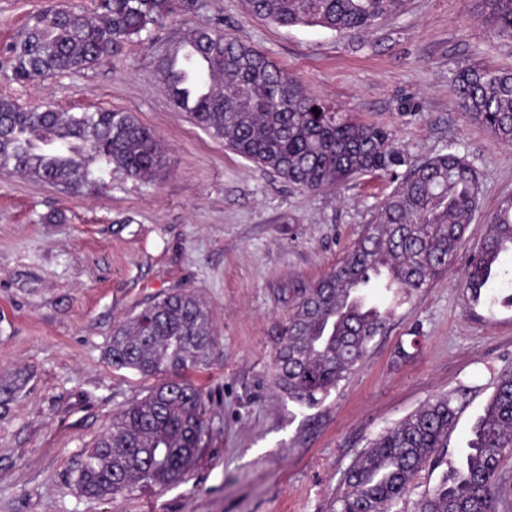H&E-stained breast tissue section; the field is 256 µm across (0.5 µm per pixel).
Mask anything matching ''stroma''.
<instances>
[{"instance_id":"stroma-1","label":"stroma","mask_w":512,"mask_h":512,"mask_svg":"<svg viewBox=\"0 0 512 512\" xmlns=\"http://www.w3.org/2000/svg\"><path fill=\"white\" fill-rule=\"evenodd\" d=\"M0 0V96L62 112H131L159 139L167 167L147 183L94 166L98 190L0 170V512H329L356 457L425 402L467 387L451 434L467 446L500 371L512 367V305L470 306L460 277L499 202L512 196V145L459 106L465 67L512 70V39L481 24L483 0H406L366 33L279 27L241 0H203L78 73L12 80L7 46L53 5ZM222 26L261 48L304 89L392 135L405 165L310 192L226 150L177 109L158 64L187 27ZM455 148L477 170L479 208L446 275L394 313L363 362L317 405L274 387L280 329L303 288L335 266L409 163ZM189 289L210 307L215 343L202 388L210 436L194 469L163 490L89 499L74 482L86 448L150 380L113 367L114 328L147 303Z\"/></svg>"}]
</instances>
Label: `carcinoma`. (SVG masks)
I'll use <instances>...</instances> for the list:
<instances>
[{
  "mask_svg": "<svg viewBox=\"0 0 512 512\" xmlns=\"http://www.w3.org/2000/svg\"><path fill=\"white\" fill-rule=\"evenodd\" d=\"M483 16L512 38V0H485ZM403 0H242L243 10L279 26L364 32L398 12ZM200 0H97L95 16L54 9L32 16L8 48L18 82L81 72L119 54L174 13L193 14ZM191 45L178 68L168 54L159 76L171 102L224 147L308 191L338 189L406 163L387 131L353 121L306 92L258 47L217 28L187 30ZM469 120L495 141L512 143V72L468 68L455 76ZM317 112H312V108ZM115 165L153 182L165 149L131 112H60L22 108L0 97V169L78 194L96 185L93 166ZM476 169L450 150L410 166L345 257L301 293L286 318L272 364L288 398L311 404L364 359L390 310L376 288L407 296L447 270L478 210ZM512 253V197L500 201L462 286L478 305L495 289L503 255ZM215 342L210 310L177 289L114 329L108 357L117 368L158 378L147 395L112 417V428L86 449L75 482L88 498L132 495L181 481L209 435L206 401L188 374L208 363ZM467 402L459 387L435 397L377 437L350 466L333 512H393L417 474L448 447ZM512 454V367L502 370L473 428L464 460L442 475L418 512H497L503 459Z\"/></svg>",
  "mask_w": 512,
  "mask_h": 512,
  "instance_id": "cac0c4a2",
  "label": "carcinoma"
}]
</instances>
